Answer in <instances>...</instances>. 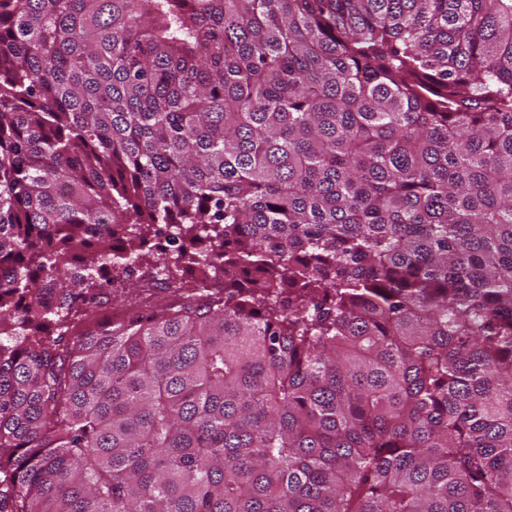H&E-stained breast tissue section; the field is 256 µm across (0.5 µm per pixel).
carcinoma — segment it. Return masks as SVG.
I'll list each match as a JSON object with an SVG mask.
<instances>
[{"instance_id": "obj_1", "label": "carcinoma", "mask_w": 512, "mask_h": 512, "mask_svg": "<svg viewBox=\"0 0 512 512\" xmlns=\"http://www.w3.org/2000/svg\"><path fill=\"white\" fill-rule=\"evenodd\" d=\"M0 512H512V0H0ZM145 293L146 294L138 296L137 291L131 293L123 300V298L113 299L109 291L105 290L104 297L100 299V305L94 308V312L91 315L97 320H118L122 317L114 318L112 311L121 310L124 312V315H126L131 309L138 306H163L171 300L170 293L166 290L162 280H155L153 288Z\"/></svg>"}]
</instances>
